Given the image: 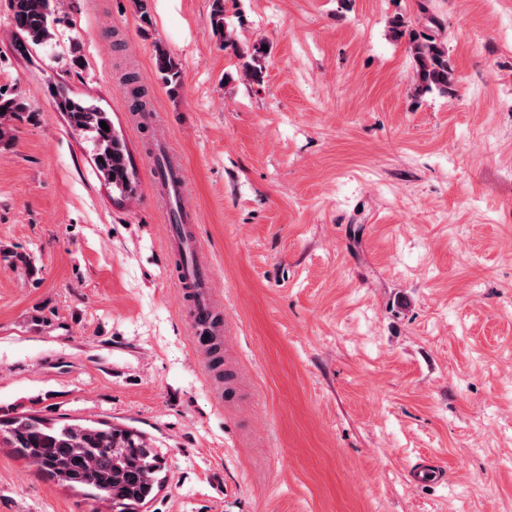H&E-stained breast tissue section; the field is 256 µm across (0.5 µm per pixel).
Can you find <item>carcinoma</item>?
I'll return each instance as SVG.
<instances>
[{
  "instance_id": "1",
  "label": "carcinoma",
  "mask_w": 512,
  "mask_h": 512,
  "mask_svg": "<svg viewBox=\"0 0 512 512\" xmlns=\"http://www.w3.org/2000/svg\"><path fill=\"white\" fill-rule=\"evenodd\" d=\"M11 18L20 36L18 50L26 45H43L52 40L55 0H9ZM211 31L242 60V75L252 82L264 77L263 44L240 45L224 22V0H212ZM394 39L407 38L414 62L417 94L433 89L441 93L455 82L448 63V47L434 36L409 27L397 16L390 22ZM155 64L164 84L175 92L181 88V68L169 51L158 45ZM59 107L69 126L88 136L94 150L99 175L112 184L119 197L137 191L129 150L125 140L112 127L109 113L64 91L59 92ZM0 141L12 137L13 122L23 119L28 107L18 93L0 90ZM109 125L104 130L100 122ZM36 466L50 478L72 488H84L110 512H143L163 486L162 458L157 449L138 432L96 422L68 423L32 414L0 418V445Z\"/></svg>"
}]
</instances>
